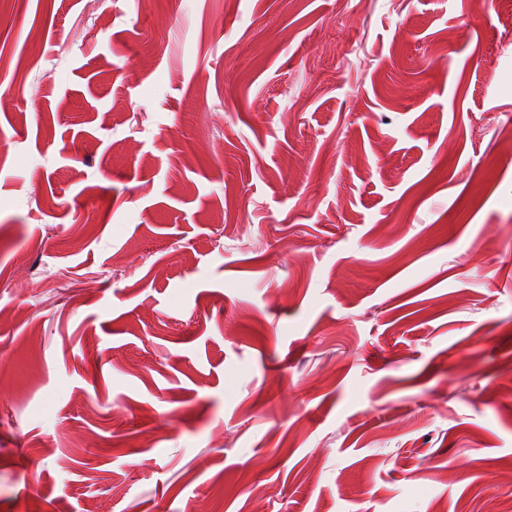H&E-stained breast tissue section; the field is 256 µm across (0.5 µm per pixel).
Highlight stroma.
<instances>
[{
    "instance_id": "stroma-1",
    "label": "stroma",
    "mask_w": 512,
    "mask_h": 512,
    "mask_svg": "<svg viewBox=\"0 0 512 512\" xmlns=\"http://www.w3.org/2000/svg\"><path fill=\"white\" fill-rule=\"evenodd\" d=\"M0 0V512H512V0Z\"/></svg>"
}]
</instances>
